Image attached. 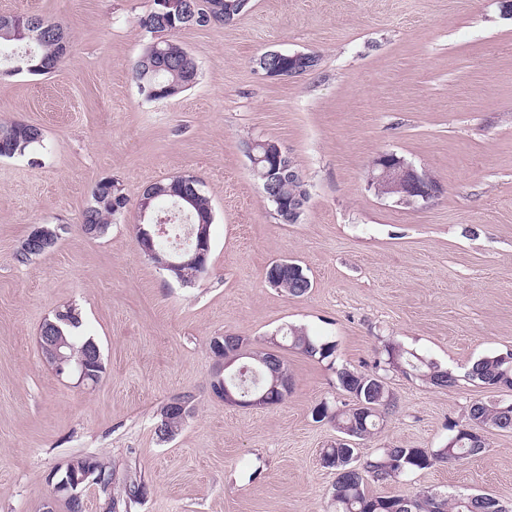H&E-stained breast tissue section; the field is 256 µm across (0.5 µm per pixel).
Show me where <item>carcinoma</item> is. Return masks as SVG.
<instances>
[{"label":"carcinoma","instance_id":"carcinoma-1","mask_svg":"<svg viewBox=\"0 0 512 512\" xmlns=\"http://www.w3.org/2000/svg\"><path fill=\"white\" fill-rule=\"evenodd\" d=\"M196 12L204 16L214 14L220 20L232 21L240 11H224L225 0H193ZM203 27L205 23L191 20H169L150 12L141 19V26L147 31L162 35L157 43L145 47L142 57L153 60L155 46L166 49L163 60L143 78L148 86L162 91L160 97L171 96L169 89L186 81L193 83L197 76V65L186 49L169 38L186 28ZM69 52L64 27L55 21L40 16H28L13 20L12 15L0 14V79L13 76L11 68L24 55L32 54L35 62L43 61L54 68ZM43 133L33 125L22 122L0 123V158L23 156L33 147L41 144ZM99 194L93 195L92 203L83 214L85 224H111L115 216L112 205L103 198V184L97 183ZM197 218H207L212 212L209 198L198 190L194 205L190 206ZM276 288L291 297H302L312 288L307 276L288 273L279 279ZM49 320L62 329L67 346L62 348L70 357V364L76 362L97 343L75 335L81 327V314L73 306L56 310ZM285 341L288 347L304 355L326 363L335 369L337 388L352 399L342 406L322 402L314 408L320 414L318 421L332 424L338 432L349 438L336 445L322 449L321 461L324 467L335 471L336 480L331 488L334 512H502V501L490 494L443 495L425 491L415 497L401 495L379 496L370 492L369 483L387 484L399 477L428 470L440 463L455 464L479 457L486 448L485 433L493 428L512 431V410L505 409L512 400H477L468 411L466 430L461 431L455 422L448 423V439L437 448H384L377 453L358 454L353 446L357 440H366L378 430L382 413L395 399L394 392L383 379L382 365L397 364L405 367L415 377L439 388L453 387L457 377L442 368L437 362L408 350L394 341L383 345L384 358L376 362L374 370L358 371L346 367L335 368L336 344L320 336H311L301 327L289 329ZM282 357L265 350H253L246 358L248 369L235 379L236 387L244 392L251 389H267L274 378L266 363ZM467 377L478 382L483 388L512 390V349L498 351L476 360L467 372ZM84 465L98 472L107 473L111 480L100 486L105 497L108 512H120L138 502V496L146 492V484L137 473L128 470L117 479L115 469L97 456L84 457Z\"/></svg>","mask_w":512,"mask_h":512}]
</instances>
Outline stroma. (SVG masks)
<instances>
[{"mask_svg":"<svg viewBox=\"0 0 512 512\" xmlns=\"http://www.w3.org/2000/svg\"><path fill=\"white\" fill-rule=\"evenodd\" d=\"M153 0H0V14L62 22L70 51L52 73L0 81V122L41 128L42 148L0 159V512H42L51 472L95 455L135 466L148 486L130 512H331L338 437L313 408L338 402L326 364L278 350L286 399L242 408L212 396L213 337L269 349L295 325L337 345V361L368 371L393 339L453 371L440 389L388 374L396 403L362 453L436 448L488 392L466 378L478 358L512 349V18L498 0H250L233 24L175 33L196 83L145 99L133 69L156 34L140 21ZM269 50L316 53L288 81L258 73ZM278 141L310 200L281 223L243 143ZM440 182L444 194L406 206L368 184L382 153ZM197 177L209 197L208 268L170 279L137 247L136 202L154 182ZM112 178L129 203L100 238L82 215ZM60 227L56 246L20 260L33 225ZM292 260L312 287L300 298L267 282ZM82 313L79 335L100 346L92 389L55 375L39 328L57 308ZM190 391L195 406L173 440L161 407ZM486 492L512 503V433L486 434L481 456L441 464L373 493Z\"/></svg>","mask_w":512,"mask_h":512,"instance_id":"stroma-1","label":"stroma"}]
</instances>
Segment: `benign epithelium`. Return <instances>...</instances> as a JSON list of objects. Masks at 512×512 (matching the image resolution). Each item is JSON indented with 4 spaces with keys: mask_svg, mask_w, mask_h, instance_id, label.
I'll use <instances>...</instances> for the list:
<instances>
[{
    "mask_svg": "<svg viewBox=\"0 0 512 512\" xmlns=\"http://www.w3.org/2000/svg\"><path fill=\"white\" fill-rule=\"evenodd\" d=\"M314 58L313 53L268 51L255 60V67L267 78L288 79L308 72ZM257 144L264 149L262 159L270 162L263 194L268 200L277 203L280 184L290 179L301 181L303 177L293 168L288 153L277 141L259 139ZM375 170L376 173L371 175L369 185L380 195L397 196V202L401 204H414L420 201L428 203L443 193V187L439 182L431 181L425 175L418 173L412 165L394 153L379 155L375 161ZM165 195L174 197L172 206L181 212L184 211V206L191 202L190 196L170 188L142 192L137 203L139 217L143 219L146 214L151 213L155 215V219L148 225L142 223L136 225L135 240L140 251L148 259L182 283L184 282L183 273L186 270L192 269L200 274L207 270L211 251L210 224L202 220L189 224L190 246L187 248L179 247L170 251L158 248L157 240L165 233L167 223V218L159 215L165 204L163 201ZM308 200V189L303 186L289 206L281 207V220L286 224L297 223L304 213ZM58 235V228L38 224L33 227L22 243L21 250L26 253L46 250L54 244ZM62 345V338L53 328L46 329L40 337L42 358L58 376L72 373L71 366L59 352ZM248 351L247 342L237 338L227 340V345L224 346V360L220 361L219 367L221 372L227 373L228 379L223 381L221 387L212 391V395L228 405L265 408L272 405L273 393L278 391L277 387L273 386L266 391L258 389L241 393L228 383V380L247 369L245 365L236 366V362L248 355ZM51 478L55 479L54 499L47 502L45 512H55V498L60 495L81 498L88 489L102 484L104 480L101 474L91 477V473L85 471L78 461L72 459L56 468L51 473Z\"/></svg>",
    "mask_w": 512,
    "mask_h": 512,
    "instance_id": "7a95c632",
    "label": "benign epithelium"
}]
</instances>
